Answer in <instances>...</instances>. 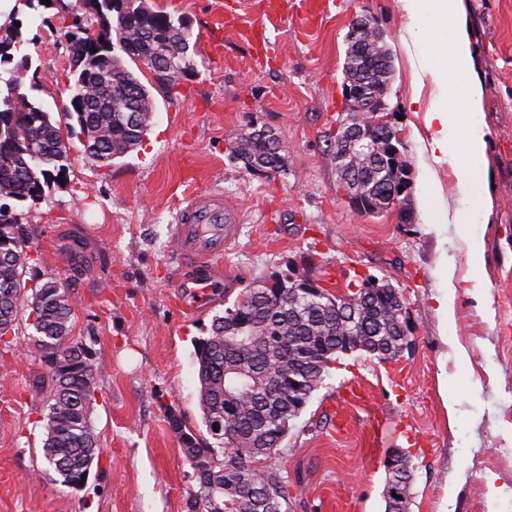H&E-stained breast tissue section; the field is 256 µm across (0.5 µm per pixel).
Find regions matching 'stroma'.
I'll return each instance as SVG.
<instances>
[{
    "label": "stroma",
    "mask_w": 512,
    "mask_h": 512,
    "mask_svg": "<svg viewBox=\"0 0 512 512\" xmlns=\"http://www.w3.org/2000/svg\"><path fill=\"white\" fill-rule=\"evenodd\" d=\"M175 11L199 33L196 65L175 85L137 72L156 112L141 144L104 164L71 137L69 167L42 200L17 203L35 282L66 281L73 336L100 366L91 421L100 454L84 484L72 488L42 456L38 423L50 382L21 319L0 343V512H193L197 482L166 416L202 428L194 343L270 272L304 267L341 293L358 275L399 289L410 346L394 363L362 352L340 355L268 465L288 477V512H385V461L410 452L415 465L409 512H512V0H465L472 50L481 68L487 141L481 162L493 177V209L484 214L461 194L447 163L427 150L425 114L436 91L412 81L410 21L399 0H334L305 38L285 19L269 25L255 0H147ZM242 26L266 25L276 57L263 64L246 44L224 37L225 61L212 59L203 32L217 9ZM21 22V53L33 71L28 94L60 118L73 83L61 32L90 21L85 0H50L35 16L0 0V24ZM374 18L394 76L386 119L398 131L413 178L431 171L440 187L421 201L413 186L400 207L373 217L354 210L338 187L329 144L347 109L346 36L355 17ZM271 129L285 157L279 173L234 160L236 136ZM192 188L217 189L242 217L222 265L233 286L195 313L178 310L171 194L186 166ZM436 210L469 216L466 237L436 224ZM485 282V307L455 298L453 319L436 310L441 271ZM466 362H458L457 348ZM459 400L447 410L443 394ZM406 424L377 446L378 422Z\"/></svg>",
    "instance_id": "obj_1"
}]
</instances>
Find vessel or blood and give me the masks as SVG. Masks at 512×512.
<instances>
[{
	"label": "vessel or blood",
	"instance_id": "obj_1",
	"mask_svg": "<svg viewBox=\"0 0 512 512\" xmlns=\"http://www.w3.org/2000/svg\"><path fill=\"white\" fill-rule=\"evenodd\" d=\"M176 211V255L191 271L177 282V294L186 299L210 297L215 282L213 263L236 241L239 212L222 192L207 189L185 193Z\"/></svg>",
	"mask_w": 512,
	"mask_h": 512
}]
</instances>
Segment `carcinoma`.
Segmentation results:
<instances>
[{
	"instance_id": "obj_1",
	"label": "carcinoma",
	"mask_w": 512,
	"mask_h": 512,
	"mask_svg": "<svg viewBox=\"0 0 512 512\" xmlns=\"http://www.w3.org/2000/svg\"><path fill=\"white\" fill-rule=\"evenodd\" d=\"M126 20L121 28L93 31L76 26L62 37L71 59L87 64L73 72L66 119L76 124L61 126L40 103L20 92V74L32 67L23 55L13 66L15 83L0 78L4 98L15 92L21 101L10 117L9 131L0 133V194L15 200L37 201V186H49L66 172L70 143L63 128L94 125L97 135L82 144L83 152L97 160L123 157L142 142L154 118L150 92L124 61L127 46L141 54L164 52L170 58L165 76L183 77L194 70L190 54L192 35L185 33L183 19L165 10L149 15L139 12V0H120ZM140 96L139 122L129 123L125 108L131 92ZM248 157L266 170L283 167L279 147L255 135L245 144ZM350 179L370 190L386 177L375 156L356 155ZM23 214L13 212L11 221L0 217V342L14 330L21 311L29 310L36 332L34 346L51 373L40 423L43 457L71 485L99 454L91 423L95 400L96 364L84 357L83 344L71 337L72 297L66 283L54 278L25 295L23 276L31 261ZM287 274L275 272L257 290L251 288L224 315L212 319L208 336L196 344L200 381V406L207 431L216 443L196 436L186 421L169 414L172 429L189 439L185 458L198 482L194 499L213 512L212 501H224L227 512H288V477L263 464L280 447L292 422L306 408L323 383L330 365L341 354L361 351L384 363L400 358L403 336L395 314L399 293L388 288L375 299L362 291L342 296L321 288L316 296L304 280L281 287ZM224 423L223 434L213 431ZM414 466L404 451L394 452L387 470L385 512H409Z\"/></svg>"
}]
</instances>
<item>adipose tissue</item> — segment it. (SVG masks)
<instances>
[{"instance_id":"1","label":"adipose tissue","mask_w":512,"mask_h":512,"mask_svg":"<svg viewBox=\"0 0 512 512\" xmlns=\"http://www.w3.org/2000/svg\"><path fill=\"white\" fill-rule=\"evenodd\" d=\"M411 21L421 22L416 75L438 90V101L426 112L430 147L436 161L451 165L459 191H467L477 174L471 162L483 158V135H470L463 151L449 143L456 113L482 111L479 64L471 51L469 19L464 0H400Z\"/></svg>"}]
</instances>
